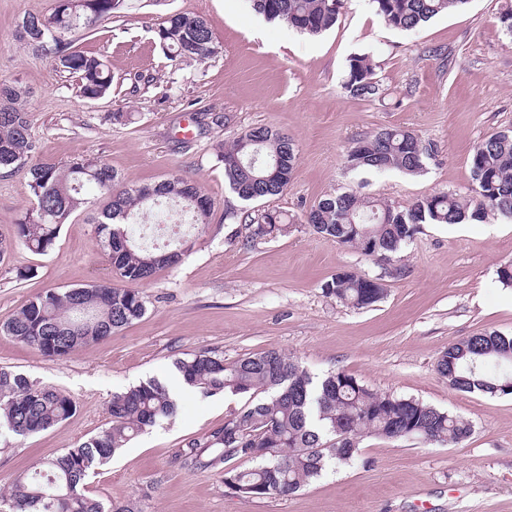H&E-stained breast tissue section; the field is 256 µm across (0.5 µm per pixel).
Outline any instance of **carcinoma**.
Returning <instances> with one entry per match:
<instances>
[{"mask_svg": "<svg viewBox=\"0 0 512 512\" xmlns=\"http://www.w3.org/2000/svg\"><path fill=\"white\" fill-rule=\"evenodd\" d=\"M252 9L270 21H280L301 34L319 35L331 29L344 0H248ZM384 23L411 31L470 0H370ZM132 0H54L45 15L23 14L17 37L54 62L56 69L78 81L88 99L106 96L112 70L95 55L75 51L67 41L76 30L93 31L98 23L130 9ZM171 60L204 62L216 52L206 19L169 11L155 28ZM346 93L364 101L383 93L375 65L366 55L349 59L343 83ZM29 90L17 83H0V174L26 170L32 198L9 233H0V260L14 243L42 255L52 247L62 224L90 206L83 189L91 186L108 198L93 219L100 249L112 272L124 282L107 280L47 290L32 297L0 332L52 360L109 338L146 312L143 296L132 285L156 271L180 263L192 248L179 241L171 248L142 246L134 225L147 206L162 199L178 203L199 233L209 228L212 203L198 185L173 175L154 186L129 187L111 166L83 158L65 166L36 158L38 146L28 121ZM255 140L245 153L242 138L216 146L224 181L232 195L224 221L238 223L247 207L283 194L293 179L299 157L292 138L267 126L244 132ZM434 157L432 144L407 128H389L358 139L347 152L352 170L381 173L397 170L415 175ZM278 162L275 178L267 179V163ZM471 174L474 199L447 192L422 196L406 207L344 191L313 204L304 216L313 232L342 247H351L384 266L401 260L403 248L422 224H470L489 212L512 220V130L496 131L473 149ZM251 241L284 236L292 221L281 211L265 210L251 218ZM340 302L367 308L386 292L380 278L363 277L342 269L322 285ZM175 367L187 385L205 397L265 393L208 434L185 442L175 454L181 467L212 470L230 460L242 462L222 470L224 485L248 498L290 496L319 478L326 468L350 463L363 437L398 440L419 437L456 445L472 432L471 424L419 399L380 394L344 371H331L316 380L292 355L269 349L232 362L213 351L179 358ZM449 385L463 392L489 396L512 395V336L485 331L452 346L437 362ZM77 406L66 392L41 385L26 375L0 368V430L28 436L53 428L75 414ZM178 399L157 379H149L112 395L109 426L74 448L46 458L20 475L11 491L0 496L4 512H133L126 504L110 510L82 492L86 479L107 464L137 434L176 417Z\"/></svg>", "mask_w": 512, "mask_h": 512, "instance_id": "carcinoma-1", "label": "carcinoma"}]
</instances>
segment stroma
Here are the masks:
<instances>
[{
  "label": "stroma",
  "instance_id": "35a3bbf8",
  "mask_svg": "<svg viewBox=\"0 0 512 512\" xmlns=\"http://www.w3.org/2000/svg\"><path fill=\"white\" fill-rule=\"evenodd\" d=\"M52 5L0 0V82L30 90L38 160L95 157L133 185L178 174L198 183L213 212L179 265L139 284L145 315L105 341L50 361L0 333V367L63 390L77 404L52 429L0 435V494L22 471L107 427L114 393L153 377L175 383V359L212 350L230 362L276 348L313 377L346 371L375 392L462 417L473 432L452 446L367 438L349 465L291 496L244 498L225 488L221 471L182 469L175 453L250 396L204 398L187 387L177 416L133 438L87 480L86 495L106 506L132 504L135 512H512V395L460 392L436 371L458 340L512 334V288L497 278L512 264V221L490 215L474 224L423 225L402 253L399 274L304 222L313 203L350 189L400 207L438 191L472 196L474 146L512 127V36L497 21L512 0H470L413 31L386 26L368 0H345L336 25L316 37L265 20L248 0H165L71 34L73 50L101 56L112 70L109 94L95 100L16 37L20 14H45ZM168 10L208 20L216 54L203 63L171 62L154 34ZM357 54L371 56L400 106L344 93L348 60ZM116 112L130 122L113 120ZM257 126L288 132L300 160L287 191L265 203L288 213L291 232L249 247L250 227L224 221L229 192L214 148ZM406 127L436 149L423 174L346 168L356 139ZM30 205L24 172L0 176V231ZM28 266L36 277L16 282L14 269ZM344 268L383 277V300L356 309L326 295L323 283ZM109 272L95 224L76 213L46 254L18 243L0 263V324L37 292L93 284Z\"/></svg>",
  "mask_w": 512,
  "mask_h": 512
}]
</instances>
